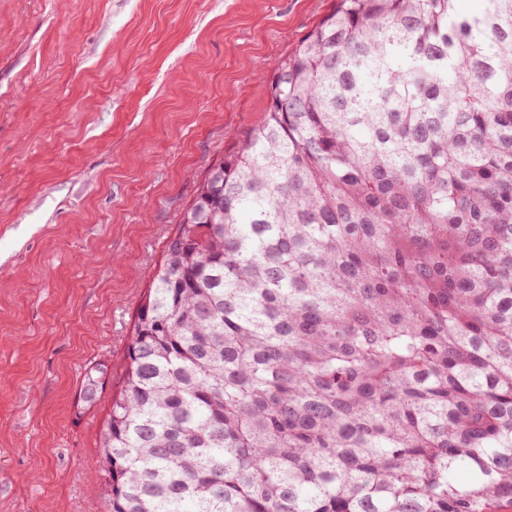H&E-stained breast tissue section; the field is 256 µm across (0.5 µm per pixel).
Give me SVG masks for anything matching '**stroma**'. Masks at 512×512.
Returning a JSON list of instances; mask_svg holds the SVG:
<instances>
[{
    "label": "stroma",
    "instance_id": "35a3bbf8",
    "mask_svg": "<svg viewBox=\"0 0 512 512\" xmlns=\"http://www.w3.org/2000/svg\"><path fill=\"white\" fill-rule=\"evenodd\" d=\"M334 0H0V512H106L138 306L209 167ZM106 397L78 406L85 367Z\"/></svg>",
    "mask_w": 512,
    "mask_h": 512
}]
</instances>
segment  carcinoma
<instances>
[{
	"label": "carcinoma",
	"instance_id": "1",
	"mask_svg": "<svg viewBox=\"0 0 512 512\" xmlns=\"http://www.w3.org/2000/svg\"><path fill=\"white\" fill-rule=\"evenodd\" d=\"M267 89L138 307L107 512H512V0H336Z\"/></svg>",
	"mask_w": 512,
	"mask_h": 512
}]
</instances>
